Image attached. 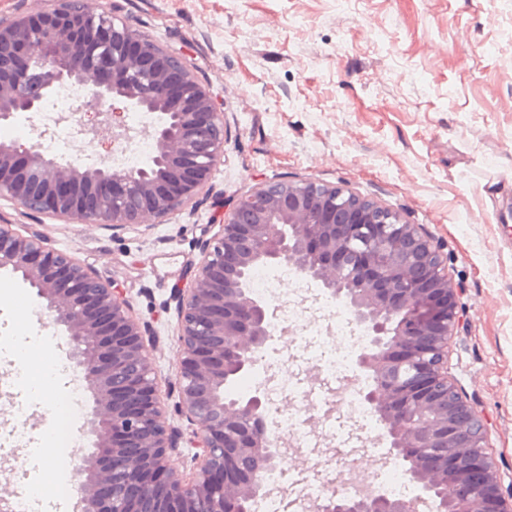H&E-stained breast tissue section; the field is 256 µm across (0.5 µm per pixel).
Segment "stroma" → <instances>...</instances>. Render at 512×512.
Returning a JSON list of instances; mask_svg holds the SVG:
<instances>
[{"mask_svg": "<svg viewBox=\"0 0 512 512\" xmlns=\"http://www.w3.org/2000/svg\"><path fill=\"white\" fill-rule=\"evenodd\" d=\"M165 47L182 50L224 103V160L189 209L121 228L67 224L0 199V224L37 231L118 283L157 340L159 384L176 372L175 288L200 261L220 216L265 180L335 185L390 207L442 240L466 321L448 374L492 424L493 458L512 491V0H96ZM68 348L34 289L0 269V487L24 491L26 446L52 435L63 381L22 406L18 337ZM262 354L307 377L312 355L292 335ZM278 401L303 412L321 445L283 462L286 475L342 468L337 439L353 423L328 402Z\"/></svg>", "mask_w": 512, "mask_h": 512, "instance_id": "obj_1", "label": "stroma"}]
</instances>
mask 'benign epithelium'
Masks as SVG:
<instances>
[{
	"label": "benign epithelium",
	"mask_w": 512,
	"mask_h": 512,
	"mask_svg": "<svg viewBox=\"0 0 512 512\" xmlns=\"http://www.w3.org/2000/svg\"><path fill=\"white\" fill-rule=\"evenodd\" d=\"M85 92L69 119L130 139L111 102L146 112L155 145L149 168L103 160L84 166L47 152L45 132L0 142V199L67 224L114 228L160 221L194 204L224 159V107L165 48L87 0H57L0 23V124L43 111L60 84ZM191 279L177 289L179 364L167 389L197 426L194 476L170 464L182 434L168 423L151 365L155 337L128 308L123 289L102 280L38 232L0 224V269L9 268L46 301L64 327L69 356L93 398L95 440L81 458V512H245L262 489V469L279 458L267 433L265 392L224 399L226 349L234 373L248 371L270 338V303L249 290L251 271L288 265L340 301L363 327L354 367L368 380L365 401L387 457L402 463L417 494L333 495L314 512H512L489 446L491 422L448 376V341L465 322L448 279L444 245L399 212L313 181L257 183L224 211L200 247Z\"/></svg>",
	"instance_id": "obj_1"
}]
</instances>
